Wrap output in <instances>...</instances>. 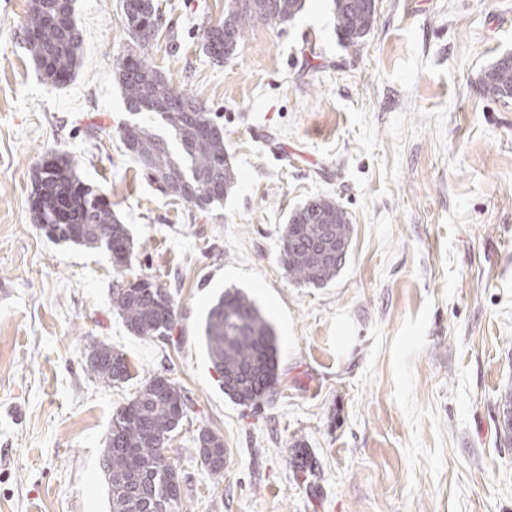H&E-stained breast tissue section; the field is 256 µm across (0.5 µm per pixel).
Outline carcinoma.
Listing matches in <instances>:
<instances>
[{
  "mask_svg": "<svg viewBox=\"0 0 512 512\" xmlns=\"http://www.w3.org/2000/svg\"><path fill=\"white\" fill-rule=\"evenodd\" d=\"M304 0H228L224 19L211 25L203 50L216 62L226 59L224 43L240 46L245 32L256 24L278 27L293 20ZM123 17H132L143 30L123 22L130 45L117 62L114 79L133 115L148 114L169 128L179 149L151 127L134 122L123 127L121 138L128 155L147 178L167 196L207 211L233 192L238 172L224 146V126L194 97L175 91L145 57L144 32L160 28L158 0H122ZM336 32L349 44L360 43L372 29V0H333ZM29 51L47 82H63L80 65L82 33L74 0H31L24 23ZM481 93L494 100H512V52L499 55L479 78ZM40 208L33 222L50 240L87 248L111 249L113 268L128 270L134 241L110 203L86 185L66 154L53 153L44 162ZM68 205L70 222L59 224L55 208ZM346 215L334 198L313 197L295 208L280 236V263L289 278L308 287L333 282L349 255L336 251L316 256V243L326 237L351 243V225L332 224L327 217ZM112 307L134 336L164 339L176 324V302L161 283L139 275L112 287ZM207 357L221 380L224 394L242 406L272 396L278 373V338L271 321L244 291L229 289L215 298L203 320ZM87 371L104 387L132 378L125 354L104 343L93 346ZM189 406L180 387L158 373L144 382L127 405L112 415L102 455V471L112 512H182V479L165 454L172 433L187 417ZM201 464L211 473L224 469V443L203 429L196 439Z\"/></svg>",
  "mask_w": 512,
  "mask_h": 512,
  "instance_id": "1",
  "label": "carcinoma"
}]
</instances>
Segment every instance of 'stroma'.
<instances>
[{"mask_svg":"<svg viewBox=\"0 0 512 512\" xmlns=\"http://www.w3.org/2000/svg\"><path fill=\"white\" fill-rule=\"evenodd\" d=\"M226 4L163 0L145 49L224 126L238 183L202 212L125 151L122 0H76L83 53L62 85L28 51L29 0H0V512H110V420L160 372L190 404L166 451L187 512H512V100L475 83L512 52V0H377L354 46L332 0H306L218 63L202 45ZM55 151L127 224L129 275L171 292V339L127 330L106 251L34 224L32 169ZM318 195L354 229L323 288L279 263L283 224ZM231 287L278 334L280 381L255 407L224 394L201 339ZM100 342L126 355L130 381L107 388L88 373ZM203 429L224 440L220 474L195 453Z\"/></svg>","mask_w":512,"mask_h":512,"instance_id":"obj_1","label":"stroma"}]
</instances>
